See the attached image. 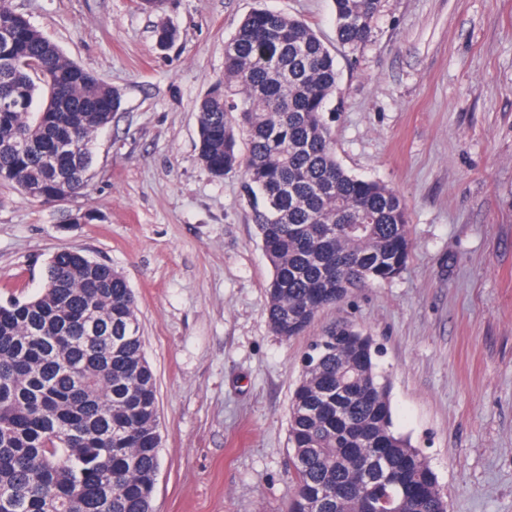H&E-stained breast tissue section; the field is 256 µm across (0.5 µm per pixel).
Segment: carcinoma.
Listing matches in <instances>:
<instances>
[{
  "label": "carcinoma",
  "mask_w": 512,
  "mask_h": 512,
  "mask_svg": "<svg viewBox=\"0 0 512 512\" xmlns=\"http://www.w3.org/2000/svg\"><path fill=\"white\" fill-rule=\"evenodd\" d=\"M381 0H333L338 41L367 43ZM156 43H175L160 24ZM336 56L305 21L259 7L224 43V73L197 105V159L240 173L263 250L272 332L406 266V205L336 159L327 103ZM122 104L0 0V184L26 198L83 195L90 144ZM371 337L332 326L310 344L288 442L286 512H447L437 477L394 430ZM161 436L155 376L125 278L80 249L54 254L40 292L0 305V512H151Z\"/></svg>",
  "instance_id": "carcinoma-1"
}]
</instances>
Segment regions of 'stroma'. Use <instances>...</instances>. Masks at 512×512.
Returning a JSON list of instances; mask_svg holds the SVG:
<instances>
[{"label": "stroma", "instance_id": "1", "mask_svg": "<svg viewBox=\"0 0 512 512\" xmlns=\"http://www.w3.org/2000/svg\"><path fill=\"white\" fill-rule=\"evenodd\" d=\"M68 58L122 94L84 196L0 185V304L81 249L132 288L157 382L154 512H285L289 409L325 328L373 336L395 427L448 512H512V0H382L372 37L336 42L331 0H13ZM305 20L336 56L326 118L350 173L406 202L404 272L354 290L299 337L268 324L272 277L241 176L197 160V102L253 8ZM178 30L160 49L154 30Z\"/></svg>", "mask_w": 512, "mask_h": 512}]
</instances>
